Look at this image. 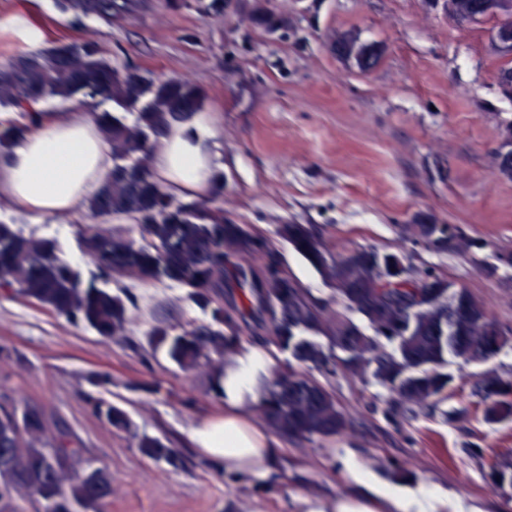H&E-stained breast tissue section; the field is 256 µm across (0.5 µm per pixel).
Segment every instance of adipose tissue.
I'll use <instances>...</instances> for the list:
<instances>
[{
    "label": "adipose tissue",
    "mask_w": 512,
    "mask_h": 512,
    "mask_svg": "<svg viewBox=\"0 0 512 512\" xmlns=\"http://www.w3.org/2000/svg\"><path fill=\"white\" fill-rule=\"evenodd\" d=\"M0 35L19 49L35 53L45 34L25 12L0 21ZM218 136L211 116L195 113L162 137L152 165L171 190L182 197L206 196L216 181ZM112 169V151L92 114L74 110L49 112L36 128L0 157V203L34 219L73 223L87 200ZM271 353L245 345L224 366V410L194 426L195 448L225 473L247 481L274 478L282 445L255 419L260 386L270 373ZM349 479L366 488L363 496L310 501L305 512H443L448 497L439 492L407 493L376 484L357 464L347 466Z\"/></svg>",
    "instance_id": "ef3b65f1"
}]
</instances>
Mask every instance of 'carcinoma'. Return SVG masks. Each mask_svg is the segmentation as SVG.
<instances>
[{
  "label": "carcinoma",
  "mask_w": 512,
  "mask_h": 512,
  "mask_svg": "<svg viewBox=\"0 0 512 512\" xmlns=\"http://www.w3.org/2000/svg\"><path fill=\"white\" fill-rule=\"evenodd\" d=\"M58 8L76 20L95 17L107 24L135 14L143 0H57ZM255 24L276 30L282 19L263 9ZM338 50L371 64V46L355 47L348 39ZM107 100L122 108L141 104L134 122L109 111L93 112L112 148L114 166L88 201L98 229L86 238L87 252L102 278L141 283L163 280L189 289L188 296L204 311L207 323L188 329L162 322L151 335L166 345L167 357L181 369H206L212 355L236 351L243 330L265 335L300 363L313 365L324 377L358 372L376 364L374 377L396 393L405 406L429 399H448L446 357L466 362L497 354L505 336L489 330L485 306L464 288L453 289L437 269L420 270L396 253L360 249L342 257L329 248L309 224H284L281 236L333 287L346 306L361 313L374 330L366 335L353 322L336 318L328 327V304L314 299L290 274L284 255L270 240L246 224L224 219V210L205 201L185 202L169 192L150 168V157L171 124L187 120L201 108L191 84L174 77L147 79L127 66L112 63L97 45L82 42L15 56L0 64V104L24 112L28 123L0 129V153L36 126L50 100ZM139 225L141 239L118 230H101L105 218ZM417 236L428 246L448 250L456 238L446 224H420ZM413 273L401 278L404 271ZM0 290L34 300L69 322L83 324L99 335L122 336L128 307L138 298L114 295L94 285H82L78 274L40 239L26 237L11 224H0ZM309 332L328 337L330 346L350 353L347 359L308 339ZM396 343L392 353L379 339ZM484 419L512 421V381L483 383ZM96 412L113 428L129 426L126 412L95 403ZM265 422L286 439H327L342 434L346 417L325 385L297 372L275 373L259 406ZM46 430L34 408L20 410L0 404V512H16L14 497L27 496L36 512H100L112 493V476L80 457L65 439L39 448ZM155 461L175 466L176 451L157 437L139 442ZM500 488H512V461L490 467Z\"/></svg>",
  "instance_id": "1"
}]
</instances>
